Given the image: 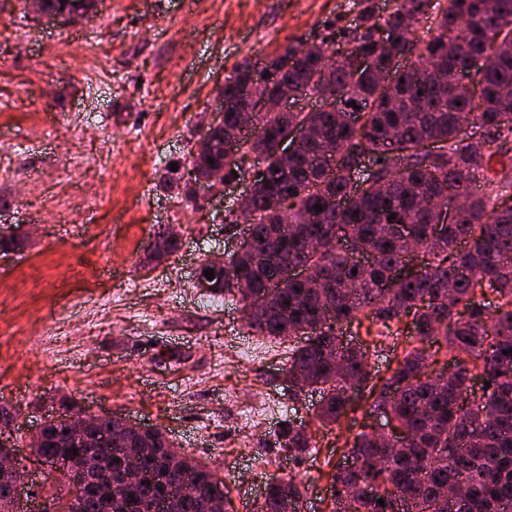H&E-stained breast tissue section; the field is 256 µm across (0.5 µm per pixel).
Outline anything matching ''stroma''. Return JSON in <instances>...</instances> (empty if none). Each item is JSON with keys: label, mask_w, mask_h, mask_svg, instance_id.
Here are the masks:
<instances>
[{"label": "stroma", "mask_w": 512, "mask_h": 512, "mask_svg": "<svg viewBox=\"0 0 512 512\" xmlns=\"http://www.w3.org/2000/svg\"><path fill=\"white\" fill-rule=\"evenodd\" d=\"M352 25V0H99L73 23L22 16L0 0V406L16 411V457L36 512L53 486L26 435L64 405L117 415L172 437L229 482L233 512H255L269 479L305 486L302 512H331L346 442L375 424L371 386L402 356L363 321L369 351L354 412L318 426L317 393L288 397L285 339L248 335L238 303L204 305L198 266L239 234L224 214L239 191L186 183L198 135L243 62ZM176 230L175 254L149 243ZM278 412L242 423L249 408ZM313 449L291 460L287 418Z\"/></svg>", "instance_id": "35a3bbf8"}]
</instances>
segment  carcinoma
<instances>
[{"instance_id":"carcinoma-1","label":"carcinoma","mask_w":512,"mask_h":512,"mask_svg":"<svg viewBox=\"0 0 512 512\" xmlns=\"http://www.w3.org/2000/svg\"><path fill=\"white\" fill-rule=\"evenodd\" d=\"M41 3L70 18L89 15L97 0ZM354 5L356 26L327 22L313 41L289 42L224 81L223 101L235 108L224 112V129L200 134L189 178L202 182L221 165L242 110L254 112L258 127L239 149L260 158L265 173L224 216L234 224L237 211L250 213L257 252L224 255L215 293L241 304L251 335L300 338L288 349V389L319 393L315 417L324 426L352 410L351 390L368 364L367 350L345 341L343 329L362 316L388 330L411 320L415 345L371 405L410 441L379 466L376 429L357 433L333 475V512H512V111L503 97L512 89V0H396L385 14L372 0ZM415 52L417 61L401 66ZM361 55L373 57L372 70L354 69ZM431 65L466 73L470 83L443 87L429 79ZM379 71L391 72L388 85ZM283 84L302 98L325 94L327 107L277 110ZM463 112L480 130L473 141ZM295 127L305 131L303 148L278 153L276 141ZM425 142L435 152L421 151ZM450 195L466 206L447 222L431 201ZM464 241L470 248L462 251ZM417 247L423 270L407 273L404 260ZM308 267L323 280L298 278ZM484 281L498 299L492 311L477 292ZM442 348L454 369L432 377L428 362ZM474 370L489 382L480 394ZM90 432H119L143 452L144 476L115 512H205L226 490L207 464L172 458L157 429L124 431L108 415ZM311 448L307 429L288 423L281 449L298 458ZM33 453L51 464L73 454L60 422L45 425ZM54 492L64 512H102L100 495L75 496L62 476ZM301 495L294 478L273 479L258 512H284L285 497Z\"/></svg>"}]
</instances>
